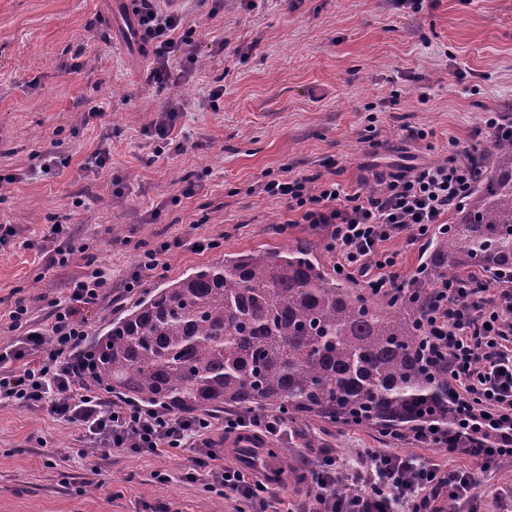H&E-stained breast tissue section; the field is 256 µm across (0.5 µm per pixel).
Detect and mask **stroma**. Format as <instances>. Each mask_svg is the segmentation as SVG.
<instances>
[{"label": "stroma", "mask_w": 512, "mask_h": 512, "mask_svg": "<svg viewBox=\"0 0 512 512\" xmlns=\"http://www.w3.org/2000/svg\"><path fill=\"white\" fill-rule=\"evenodd\" d=\"M125 0H0V224L17 236L0 245V311L29 302L37 327L46 300L63 297L87 262L112 272V293L81 309L90 340L138 297L124 282L137 268V240L220 235L216 252L175 250L143 274L148 288L253 248L319 241L292 223L286 200L258 187L282 168L312 174L335 161L337 181L367 188L366 168L427 165L450 141L469 144L483 113L512 111V0H186V25L208 30L192 75L147 83L152 60L132 32ZM96 31L94 46L86 45ZM223 96L208 104L210 90ZM186 102L175 133L183 151L157 152L152 124L172 99ZM101 104L105 118L90 115ZM425 138H410L411 130ZM109 145L99 170L90 156ZM68 156L51 177H34L44 152ZM195 192L181 194L186 181ZM68 225V267L47 269L24 240L47 224ZM77 427L39 408L0 402V512H243L244 501L182 479L188 452L145 458L120 450L91 455ZM286 460L328 448L356 461L366 448L460 467L467 459L382 436L371 425L324 419L291 424ZM167 474L156 482L155 472Z\"/></svg>", "instance_id": "obj_1"}]
</instances>
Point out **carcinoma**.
I'll return each instance as SVG.
<instances>
[{
  "label": "carcinoma",
  "mask_w": 512,
  "mask_h": 512,
  "mask_svg": "<svg viewBox=\"0 0 512 512\" xmlns=\"http://www.w3.org/2000/svg\"><path fill=\"white\" fill-rule=\"evenodd\" d=\"M435 233L424 295L463 274L512 282V139ZM421 306L381 301L332 274L313 245L254 249L149 288L95 341L89 379L144 407L288 412L374 425L460 426L448 371L422 353Z\"/></svg>",
  "instance_id": "carcinoma-1"
}]
</instances>
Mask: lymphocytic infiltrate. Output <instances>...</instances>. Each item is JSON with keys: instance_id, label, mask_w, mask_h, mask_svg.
<instances>
[{"instance_id": "1", "label": "lymphocytic infiltrate", "mask_w": 512, "mask_h": 512, "mask_svg": "<svg viewBox=\"0 0 512 512\" xmlns=\"http://www.w3.org/2000/svg\"><path fill=\"white\" fill-rule=\"evenodd\" d=\"M135 33L142 50L152 58L150 82L166 84L174 74H188L198 60L202 38L183 26V17L165 9L160 0H132ZM512 137L511 112H487L472 131L474 142L453 145L439 162L401 165L375 173L377 192L351 191L320 175H293L261 184L272 199H284L300 223L322 234L327 251L346 280L361 284L371 294L390 299L401 292L423 298L420 320L428 360L448 369V395L470 442L463 454L467 466L442 469L429 462L366 448L358 465L347 466L328 450L300 474L311 512H441L444 501L465 504L468 512H490L512 497V488L483 492L485 479L512 460V286L487 281L472 285L468 276L447 280L427 296L406 288L396 272L398 255L387 242L400 238L408 245L426 239L443 225L450 209L466 197L475 175L473 158L477 138ZM63 224L49 225L40 241H26L46 258L47 268L66 267L75 248L63 243ZM181 240H159L140 253L138 270L125 283L133 289L141 275L156 270ZM198 252L224 246L220 236L186 243ZM109 269L87 264L74 277L64 298L49 303V329L31 324V309L16 301L0 314L15 340L0 349V401L20 407L36 406L52 417L78 427L102 454L112 449L152 457L191 449L183 477L208 489L243 498L264 490L257 476L226 463L224 448L212 437L209 413L175 415L115 400L92 389L83 378L91 355L84 347L87 325L79 308L106 300L111 288ZM286 414L263 411L229 413L224 432L251 431L280 441L288 431Z\"/></svg>"}]
</instances>
